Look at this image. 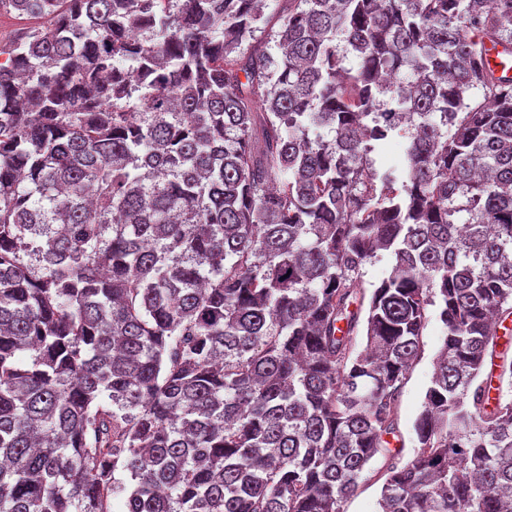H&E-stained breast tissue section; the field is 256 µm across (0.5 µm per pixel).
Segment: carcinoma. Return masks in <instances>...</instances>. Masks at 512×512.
I'll return each instance as SVG.
<instances>
[{
	"label": "carcinoma",
	"instance_id": "1",
	"mask_svg": "<svg viewBox=\"0 0 512 512\" xmlns=\"http://www.w3.org/2000/svg\"><path fill=\"white\" fill-rule=\"evenodd\" d=\"M265 2L0 0V512H512V0ZM39 21L16 13L0 15V40L6 42L29 27L37 25ZM407 135H395L382 149L372 154L376 160V168L380 172L400 165L405 142L408 140ZM389 267L390 262L384 252H378L377 257L373 258L371 262L363 267L362 279L368 294L378 285L380 279ZM421 337L422 352L411 367L398 398V435L391 439L390 448L400 450L403 461L412 459L418 451L414 421L422 409L427 387L433 374V360L442 342L443 328L433 308ZM388 477L383 457L377 458L363 474L356 494L344 505L346 512H377L383 483Z\"/></svg>",
	"mask_w": 512,
	"mask_h": 512
}]
</instances>
